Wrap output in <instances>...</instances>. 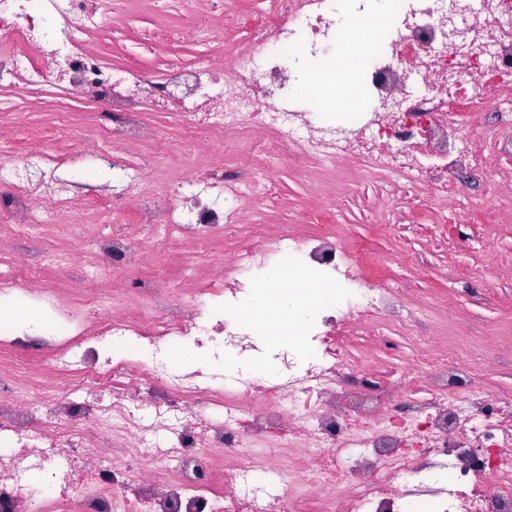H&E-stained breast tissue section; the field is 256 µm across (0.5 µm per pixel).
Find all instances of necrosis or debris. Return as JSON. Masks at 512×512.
Instances as JSON below:
<instances>
[{
    "mask_svg": "<svg viewBox=\"0 0 512 512\" xmlns=\"http://www.w3.org/2000/svg\"><path fill=\"white\" fill-rule=\"evenodd\" d=\"M127 2L0 0V301L53 317L47 338L0 336V512H512V392L486 387L512 339L471 359L474 328L404 275L445 274L472 245L471 188L512 168V0H392L372 109L349 127L292 98L339 0H261L220 30L205 0H175L179 23L148 45L203 49L160 71L93 46ZM51 89L98 114L61 121L64 148L23 132L11 99ZM148 112L172 117L181 151ZM92 156L118 179L74 199L63 174ZM281 166L315 193L294 224L262 216ZM351 166L454 220L445 263L408 244L392 274L346 240ZM214 241L206 277L125 287L148 257L191 266ZM285 267L336 292L306 284L300 317L256 334L250 274ZM208 341L220 370L175 372L172 345Z\"/></svg>",
    "mask_w": 512,
    "mask_h": 512,
    "instance_id": "4bbe7bcc",
    "label": "necrosis or debris"
}]
</instances>
